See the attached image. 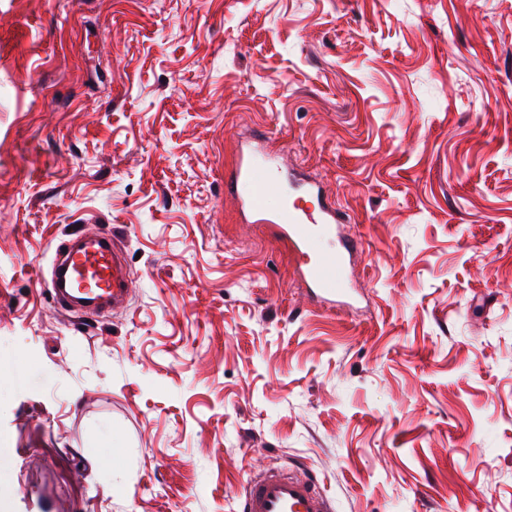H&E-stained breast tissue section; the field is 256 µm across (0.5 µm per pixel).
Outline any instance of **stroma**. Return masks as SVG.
Here are the masks:
<instances>
[{
  "mask_svg": "<svg viewBox=\"0 0 512 512\" xmlns=\"http://www.w3.org/2000/svg\"><path fill=\"white\" fill-rule=\"evenodd\" d=\"M264 135L361 251L312 299L225 181ZM113 230L124 309L36 282ZM512 512V0H0V512ZM239 512H333V508L310 477L270 468L248 481Z\"/></svg>",
  "mask_w": 512,
  "mask_h": 512,
  "instance_id": "stroma-1",
  "label": "stroma"
}]
</instances>
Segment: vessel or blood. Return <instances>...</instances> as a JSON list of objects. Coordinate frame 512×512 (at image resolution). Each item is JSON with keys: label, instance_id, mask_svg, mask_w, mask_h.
<instances>
[{"label": "vessel or blood", "instance_id": "obj_1", "mask_svg": "<svg viewBox=\"0 0 512 512\" xmlns=\"http://www.w3.org/2000/svg\"><path fill=\"white\" fill-rule=\"evenodd\" d=\"M295 186L302 197L316 201V208L287 201L288 190L268 158L251 151L242 156L227 189L249 223L269 225L273 240L289 248L317 299L332 306L350 303L355 293L347 288L343 271L358 244L337 239L342 217L320 184L299 179ZM272 195L283 198L273 211L266 205ZM131 284L115 236L73 233L56 249L48 288L57 309L89 316L107 307H123ZM239 512H333V508L310 477L270 468L248 481Z\"/></svg>", "mask_w": 512, "mask_h": 512}]
</instances>
